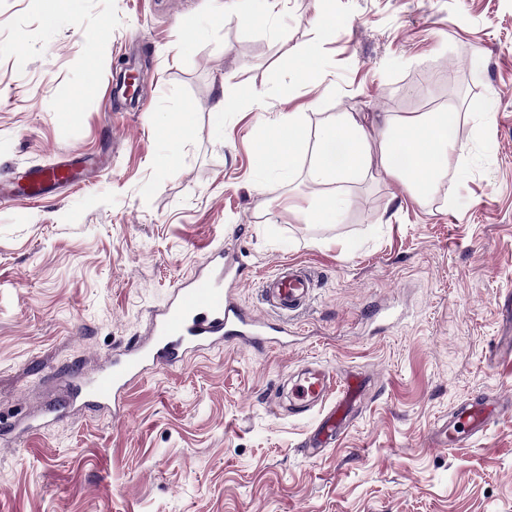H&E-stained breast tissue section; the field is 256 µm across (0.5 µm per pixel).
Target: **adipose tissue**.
Masks as SVG:
<instances>
[{"mask_svg": "<svg viewBox=\"0 0 512 512\" xmlns=\"http://www.w3.org/2000/svg\"><path fill=\"white\" fill-rule=\"evenodd\" d=\"M489 119L482 105H475L469 130L460 137L448 133L460 123L454 112H340L311 132L302 113L282 112L262 123L267 147L257 154L256 168L263 178L284 179L296 171L300 156H307V181L331 192L289 198L285 209L301 224H335L349 206L348 185L371 171L394 178L418 199L436 190L449 170L463 172V151ZM379 128L385 134L377 140L373 133Z\"/></svg>", "mask_w": 512, "mask_h": 512, "instance_id": "1", "label": "adipose tissue"}]
</instances>
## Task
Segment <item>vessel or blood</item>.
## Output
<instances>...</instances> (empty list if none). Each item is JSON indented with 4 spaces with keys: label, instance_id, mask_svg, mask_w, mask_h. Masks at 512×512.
Wrapping results in <instances>:
<instances>
[{
    "label": "vessel or blood",
    "instance_id": "1",
    "mask_svg": "<svg viewBox=\"0 0 512 512\" xmlns=\"http://www.w3.org/2000/svg\"><path fill=\"white\" fill-rule=\"evenodd\" d=\"M72 166L59 161L27 171V193L40 196L53 188L71 184ZM238 268L227 248L210 252L196 274L176 286L166 304L151 315L150 334L145 341L116 350L108 364L94 376H73L70 405L94 403L121 414L128 389L143 378L151 366H182L202 351L237 343L264 346L270 337L282 334L280 325L258 318L234 302L231 287ZM265 300L283 316L301 311L310 301L313 281L296 265H282L263 285ZM368 380L363 373L348 369L310 366L291 382L290 404L296 413L317 406L327 411L319 419L304 452L314 456L327 448L348 427ZM501 406L476 399L461 405L434 431V441L456 448L482 433L500 416Z\"/></svg>",
    "mask_w": 512,
    "mask_h": 512
}]
</instances>
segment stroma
<instances>
[{
  "label": "stroma",
  "mask_w": 512,
  "mask_h": 512,
  "mask_svg": "<svg viewBox=\"0 0 512 512\" xmlns=\"http://www.w3.org/2000/svg\"><path fill=\"white\" fill-rule=\"evenodd\" d=\"M225 0H0V188L59 155L106 153L89 182L0 203V512H512V412L472 443H435L470 398L512 403V0H280L219 21ZM335 14L331 30L315 16ZM312 55H305V48ZM317 64L323 81H295ZM136 74L138 96L116 91ZM236 95L218 115L221 89ZM263 91L262 106L252 103ZM490 100L464 178L413 201L382 175L337 224H298L257 191L260 122L300 112L467 116ZM191 112L164 138L152 115ZM258 317L282 264L309 306L279 343L227 345L147 373L127 411L63 413L72 375L145 336L150 314L220 245ZM323 364L372 387L318 457L288 378ZM44 423L11 438L26 418Z\"/></svg>",
  "instance_id": "35a3bbf8"
}]
</instances>
